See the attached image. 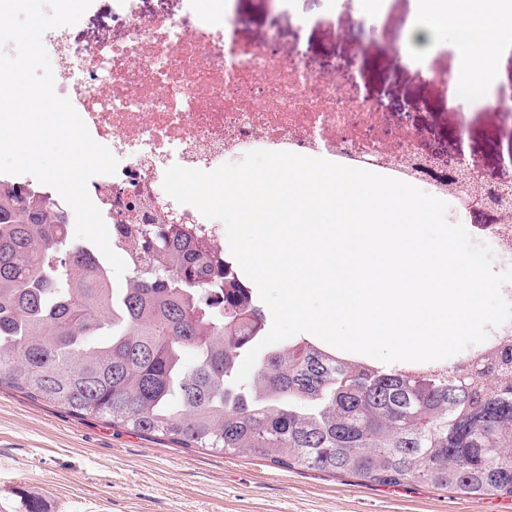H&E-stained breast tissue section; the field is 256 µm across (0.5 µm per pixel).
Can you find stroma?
<instances>
[{
    "label": "stroma",
    "instance_id": "35a3bbf8",
    "mask_svg": "<svg viewBox=\"0 0 512 512\" xmlns=\"http://www.w3.org/2000/svg\"><path fill=\"white\" fill-rule=\"evenodd\" d=\"M307 28L289 23L268 0H241L239 37L301 47L311 59L344 53L371 92L419 110V136L445 140L486 173L512 153V113L479 99L448 102L458 47L431 52L425 73L393 63L415 17V0H384L364 21L358 0H291ZM512 512V497L448 496L422 484L363 486L302 468L281 469L245 454L191 452L100 419L0 389V512Z\"/></svg>",
    "mask_w": 512,
    "mask_h": 512
}]
</instances>
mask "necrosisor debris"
Wrapping results in <instances>:
<instances>
[{
  "instance_id": "4bbe7bcc",
  "label": "necrosis or debris",
  "mask_w": 512,
  "mask_h": 512,
  "mask_svg": "<svg viewBox=\"0 0 512 512\" xmlns=\"http://www.w3.org/2000/svg\"><path fill=\"white\" fill-rule=\"evenodd\" d=\"M145 0H112L125 38L73 41L70 27L46 31L55 59V92L70 101L91 137L117 159L88 193L113 250L137 224L162 225L169 213L221 243L220 222L175 202L164 190L172 165L211 171L252 150L319 156L412 184L448 203L464 222L466 206L444 177L428 171L415 129L393 133L368 100L355 96L276 44H246L236 32L240 0H221L218 18L182 0L177 16L148 14Z\"/></svg>"
}]
</instances>
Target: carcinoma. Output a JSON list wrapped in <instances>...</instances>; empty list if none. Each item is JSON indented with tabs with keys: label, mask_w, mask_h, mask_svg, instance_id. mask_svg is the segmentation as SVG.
<instances>
[{
	"label": "carcinoma",
	"mask_w": 512,
	"mask_h": 512,
	"mask_svg": "<svg viewBox=\"0 0 512 512\" xmlns=\"http://www.w3.org/2000/svg\"><path fill=\"white\" fill-rule=\"evenodd\" d=\"M69 224L60 199L0 180V388L180 448L360 485L512 496L511 343L423 371L302 339L237 384L263 313L218 246L182 224L147 227L145 261L116 293Z\"/></svg>",
	"instance_id": "carcinoma-1"
}]
</instances>
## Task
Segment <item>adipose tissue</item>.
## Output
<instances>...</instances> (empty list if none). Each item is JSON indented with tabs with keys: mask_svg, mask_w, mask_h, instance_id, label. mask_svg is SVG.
<instances>
[{
	"mask_svg": "<svg viewBox=\"0 0 512 512\" xmlns=\"http://www.w3.org/2000/svg\"><path fill=\"white\" fill-rule=\"evenodd\" d=\"M426 19L416 35L433 42L452 37L460 48L457 70L464 84H451L448 98H462L465 91L493 92L504 75L512 46L503 38L512 29V0H461L449 8L447 0H421Z\"/></svg>",
	"mask_w": 512,
	"mask_h": 512,
	"instance_id": "adipose-tissue-1",
	"label": "adipose tissue"
}]
</instances>
